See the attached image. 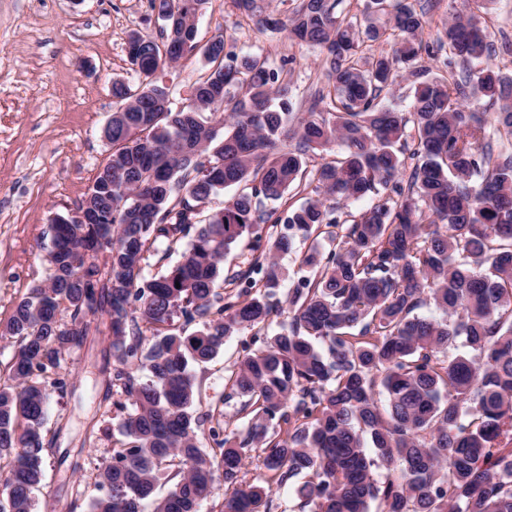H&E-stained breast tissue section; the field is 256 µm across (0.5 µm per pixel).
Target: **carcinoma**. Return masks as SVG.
<instances>
[{"instance_id": "1", "label": "carcinoma", "mask_w": 512, "mask_h": 512, "mask_svg": "<svg viewBox=\"0 0 512 512\" xmlns=\"http://www.w3.org/2000/svg\"><path fill=\"white\" fill-rule=\"evenodd\" d=\"M150 2L161 40L132 35L139 84H112V156L94 178L93 223L57 225L49 281L17 302L5 328L17 349L0 384V460L10 459L0 512H33L46 405L67 390L49 370L85 344L96 317L116 357L105 384L118 437L97 470L92 512H141L148 500L153 512H201L219 477L233 487L224 512H271V489L238 485L256 447L281 484L312 474L298 494L317 512H512V151L494 149L476 108L498 104L497 132L512 139V78L487 63L478 17L451 16L437 50L459 70L432 76L415 65L434 51L412 0H361L359 24L337 15L339 0H299L287 23L258 0H236L325 51L329 82L297 117L267 58L223 38L199 44L207 0ZM382 15L391 30L378 26ZM390 38L393 54L364 56L366 42ZM192 52L209 70L176 107L159 74ZM402 68L414 87L406 113L379 102ZM337 142L340 157L311 163ZM296 184L311 189L304 204L286 216L263 207ZM177 186L185 194L173 202ZM233 187L224 208L197 221L199 205ZM366 196L332 249L303 258L314 276L288 291V331L253 337L260 347L228 382L257 413L243 432L211 428L224 439L220 458L208 456L189 363L212 360L235 332L265 329L279 312L278 256L341 227V206ZM188 235L177 265L145 276L157 244ZM243 241L248 268L224 275V255ZM221 281L238 292H217ZM428 299L445 318L416 314ZM176 318L201 328L187 335ZM458 336L470 352L445 356ZM283 424L286 438L275 432ZM378 459L392 472L382 485ZM167 471L177 482L157 498Z\"/></svg>"}]
</instances>
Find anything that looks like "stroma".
<instances>
[{"mask_svg": "<svg viewBox=\"0 0 512 512\" xmlns=\"http://www.w3.org/2000/svg\"><path fill=\"white\" fill-rule=\"evenodd\" d=\"M415 7L424 13L421 37L433 44L453 10L474 4L417 0ZM480 21L495 49L490 65L512 76V0H485ZM161 26L149 0H0V328L49 275L51 218L75 209L112 153L103 137L113 110L111 85L139 82L128 58L131 35L156 40ZM219 34L237 52L284 68L294 112L306 111L328 81L320 48L259 27L235 0H208L198 19L199 42ZM207 71L201 56L190 54L161 81L179 102ZM250 337L247 330L228 337L213 360L192 368L201 392L196 414L213 415L229 431L245 429L253 416L244 398L225 395ZM111 341L98 329L81 350L61 358L59 372L70 388L47 406L52 445L42 453L36 512H90L95 475L112 453L117 424L104 398Z\"/></svg>", "mask_w": 512, "mask_h": 512, "instance_id": "1", "label": "stroma"}]
</instances>
